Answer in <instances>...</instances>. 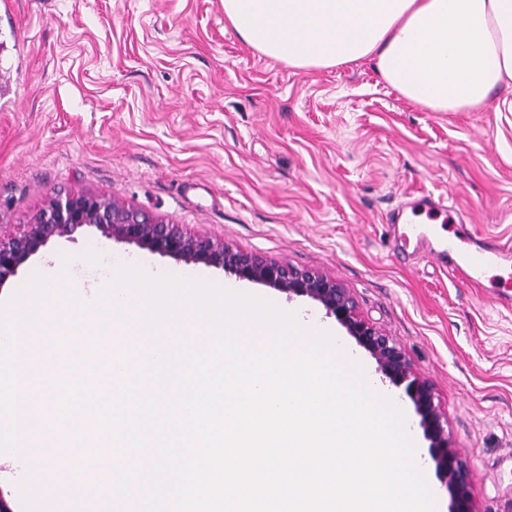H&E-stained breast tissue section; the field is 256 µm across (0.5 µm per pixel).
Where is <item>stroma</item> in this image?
I'll use <instances>...</instances> for the list:
<instances>
[{"label": "stroma", "mask_w": 512, "mask_h": 512, "mask_svg": "<svg viewBox=\"0 0 512 512\" xmlns=\"http://www.w3.org/2000/svg\"><path fill=\"white\" fill-rule=\"evenodd\" d=\"M96 193L232 249L320 272L392 337L432 385L466 461L476 512H512V310L419 254L391 216L447 197L465 232L512 244V84L469 112H432L373 62L300 70L265 58L222 0H0V235L56 195ZM163 273L201 274L335 334L403 410L416 458L448 512L412 401L324 308L96 227L52 237L4 287L87 249ZM80 275L95 277L82 261Z\"/></svg>", "instance_id": "35a3bbf8"}]
</instances>
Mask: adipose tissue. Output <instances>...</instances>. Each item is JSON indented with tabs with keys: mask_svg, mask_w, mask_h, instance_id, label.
Here are the masks:
<instances>
[{
	"mask_svg": "<svg viewBox=\"0 0 512 512\" xmlns=\"http://www.w3.org/2000/svg\"><path fill=\"white\" fill-rule=\"evenodd\" d=\"M263 56L296 69L373 61L432 112H466L512 79V0H223Z\"/></svg>",
	"mask_w": 512,
	"mask_h": 512,
	"instance_id": "ef3b65f1",
	"label": "adipose tissue"
}]
</instances>
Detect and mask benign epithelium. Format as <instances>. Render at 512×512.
<instances>
[{"mask_svg":"<svg viewBox=\"0 0 512 512\" xmlns=\"http://www.w3.org/2000/svg\"><path fill=\"white\" fill-rule=\"evenodd\" d=\"M85 225L106 236L135 243L176 260L221 268L239 279L319 302L357 344L376 360L380 372L405 391L420 416L429 454L449 495V512H476L468 465L448 439L445 419L431 384L417 376L404 350L358 312L350 293L327 276L284 262L234 251L224 243L194 237L176 224L100 194L58 195L42 208L20 236L0 238V288L54 235Z\"/></svg>","mask_w":512,"mask_h":512,"instance_id":"benign-epithelium-1","label":"benign epithelium"}]
</instances>
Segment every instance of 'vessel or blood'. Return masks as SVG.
<instances>
[{"instance_id": "b4317fda", "label": "vessel or blood", "mask_w": 512, "mask_h": 512, "mask_svg": "<svg viewBox=\"0 0 512 512\" xmlns=\"http://www.w3.org/2000/svg\"><path fill=\"white\" fill-rule=\"evenodd\" d=\"M403 243H414L424 255L447 266L448 272L460 282L478 288L487 270H497L500 292L498 302L512 308V248L491 236H464L447 243H432L424 233L400 235Z\"/></svg>"}]
</instances>
